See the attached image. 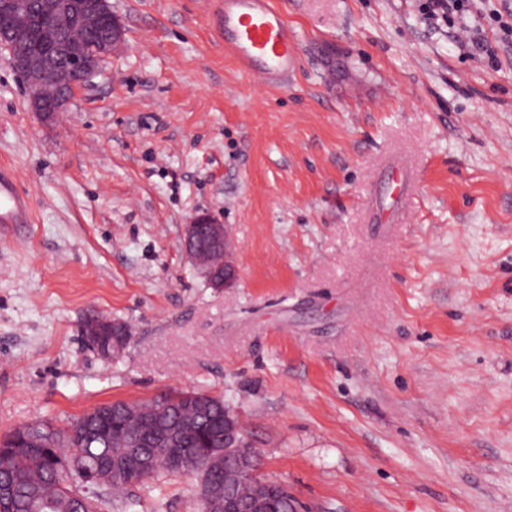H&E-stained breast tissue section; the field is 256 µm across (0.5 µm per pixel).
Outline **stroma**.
Listing matches in <instances>:
<instances>
[{
	"instance_id": "obj_1",
	"label": "stroma",
	"mask_w": 512,
	"mask_h": 512,
	"mask_svg": "<svg viewBox=\"0 0 512 512\" xmlns=\"http://www.w3.org/2000/svg\"><path fill=\"white\" fill-rule=\"evenodd\" d=\"M208 8L112 0L122 50L50 122L0 47V167L33 216L0 237V435L196 389L298 512H512V45L493 68L419 0H287L299 65L270 85ZM201 213L233 287L186 251ZM92 314L130 327L117 359ZM200 485L105 512H199ZM203 225V226H201ZM206 225L210 237L214 243L224 248V257L219 254H210L206 257L212 266H219L220 273L224 274V288H230L234 285L237 279V267L233 257V250L230 245V232L228 227L220 224L217 220L207 214H200L195 216L190 224L185 227V240L188 243L194 238V235L200 227L199 235L190 251H205L208 249V241L206 235Z\"/></svg>"
}]
</instances>
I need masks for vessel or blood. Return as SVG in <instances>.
Segmentation results:
<instances>
[{
  "label": "vessel or blood",
  "instance_id": "b4317fda",
  "mask_svg": "<svg viewBox=\"0 0 512 512\" xmlns=\"http://www.w3.org/2000/svg\"><path fill=\"white\" fill-rule=\"evenodd\" d=\"M224 47L245 72L270 84L287 81L299 63L294 31L272 0H211ZM31 221V205L12 174L0 170V227Z\"/></svg>",
  "mask_w": 512,
  "mask_h": 512
}]
</instances>
